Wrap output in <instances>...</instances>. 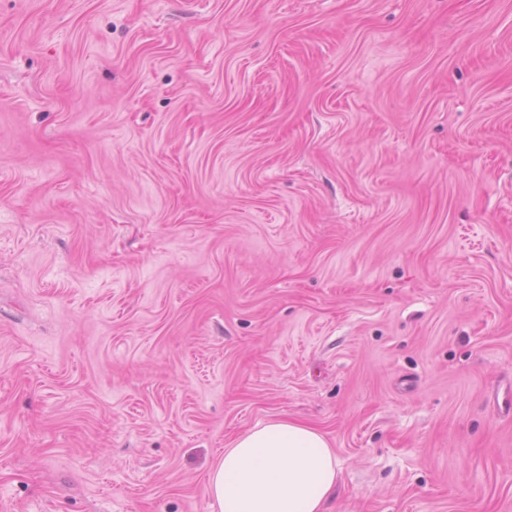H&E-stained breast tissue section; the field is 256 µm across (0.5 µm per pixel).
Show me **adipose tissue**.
Here are the masks:
<instances>
[{"label": "adipose tissue", "instance_id": "obj_1", "mask_svg": "<svg viewBox=\"0 0 512 512\" xmlns=\"http://www.w3.org/2000/svg\"><path fill=\"white\" fill-rule=\"evenodd\" d=\"M339 462L324 433L290 420L259 425L225 448L207 477L219 512H326Z\"/></svg>", "mask_w": 512, "mask_h": 512}]
</instances>
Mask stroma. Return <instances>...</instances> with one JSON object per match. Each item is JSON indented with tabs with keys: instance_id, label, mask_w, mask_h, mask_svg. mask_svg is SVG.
<instances>
[{
	"instance_id": "1",
	"label": "stroma",
	"mask_w": 512,
	"mask_h": 512,
	"mask_svg": "<svg viewBox=\"0 0 512 512\" xmlns=\"http://www.w3.org/2000/svg\"><path fill=\"white\" fill-rule=\"evenodd\" d=\"M512 512V0H0V512ZM339 471L324 433L275 420L224 448L209 471L207 493L220 512H327Z\"/></svg>"
}]
</instances>
